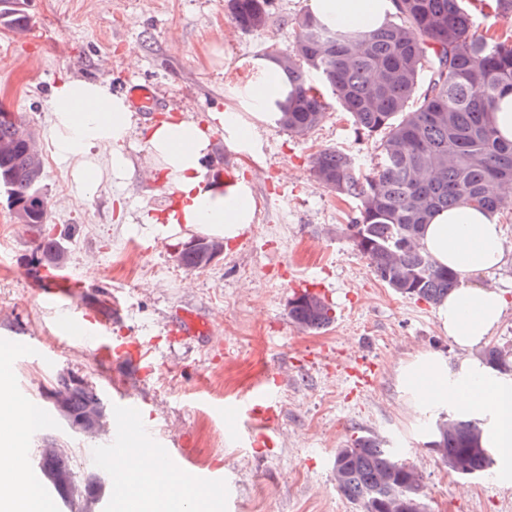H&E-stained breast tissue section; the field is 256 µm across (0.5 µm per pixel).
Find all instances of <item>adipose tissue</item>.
<instances>
[{
    "label": "adipose tissue",
    "mask_w": 512,
    "mask_h": 512,
    "mask_svg": "<svg viewBox=\"0 0 512 512\" xmlns=\"http://www.w3.org/2000/svg\"><path fill=\"white\" fill-rule=\"evenodd\" d=\"M309 7L331 26L368 31L384 23L393 2L309 0ZM286 93L285 82L270 65L235 89L252 118L247 121L234 109H225L220 122L228 143L236 151L253 153L257 125L268 120L269 104L284 99ZM49 108L52 153L69 170L75 203L89 200L103 180L130 175L126 145L138 117L127 98L114 94L107 81L63 77L50 93ZM144 142L155 178L176 198L173 208L157 212L154 223L181 225L227 241L254 223L255 202L248 182L227 184L209 175L211 137L198 123L168 118L150 126ZM423 243L439 264L452 268L459 278L458 288L438 307L441 329L462 349L485 344L502 318L506 300L494 290L471 285L470 280L501 262V224L493 214L464 204L437 214L424 230ZM398 377L412 409L443 411L460 421L482 420V443L495 449L505 482H512V377L469 355L451 364L430 353L406 363ZM112 466L127 482L119 498L123 512H152L161 501L172 512H194V495L172 493L143 449L115 457Z\"/></svg>",
    "instance_id": "adipose-tissue-1"
}]
</instances>
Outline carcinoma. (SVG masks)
Here are the masks:
<instances>
[{"label": "carcinoma", "instance_id": "carcinoma-1", "mask_svg": "<svg viewBox=\"0 0 512 512\" xmlns=\"http://www.w3.org/2000/svg\"><path fill=\"white\" fill-rule=\"evenodd\" d=\"M395 13L380 28L357 32L329 26L312 13L294 19L296 36L286 49L268 47L271 63L292 87L270 106L275 121L298 137L314 130L336 105L355 129L380 137L381 161L371 172L340 149L312 156L316 179L356 202L347 225L355 249L395 294L438 305L458 287L456 273L435 262L422 245L423 229L439 212L468 204L491 213L512 211V141L492 122L498 98L512 92V40L477 30L465 0H394ZM29 0H0V27L29 31ZM271 0H226L230 22L244 32L266 26ZM482 89L472 94L473 86ZM36 130L20 113L0 109V191L30 244V262L62 268L64 235L47 229L49 198ZM224 243L197 237L177 257L188 270L208 267ZM288 318L305 331L333 320L330 305L305 292L288 304ZM482 358L500 373L512 372V356L495 346ZM48 398L67 427L85 436L106 430L107 407L97 386L59 374ZM431 446L455 475L477 478L491 471L492 449L483 448L475 420L437 421ZM41 473L67 501L82 484L67 454L40 451ZM338 491L361 512H400L398 502L423 495L422 478L378 437L362 433L336 449Z\"/></svg>", "mask_w": 512, "mask_h": 512}]
</instances>
